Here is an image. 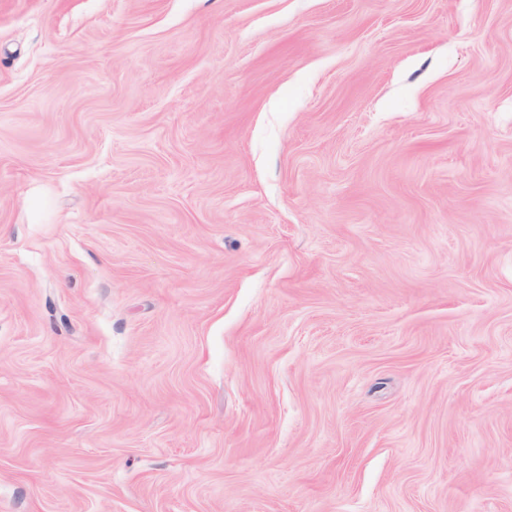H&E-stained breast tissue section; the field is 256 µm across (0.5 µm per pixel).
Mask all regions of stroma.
Segmentation results:
<instances>
[{
  "label": "stroma",
  "instance_id": "obj_1",
  "mask_svg": "<svg viewBox=\"0 0 512 512\" xmlns=\"http://www.w3.org/2000/svg\"><path fill=\"white\" fill-rule=\"evenodd\" d=\"M0 512H512V0H0Z\"/></svg>",
  "mask_w": 512,
  "mask_h": 512
}]
</instances>
